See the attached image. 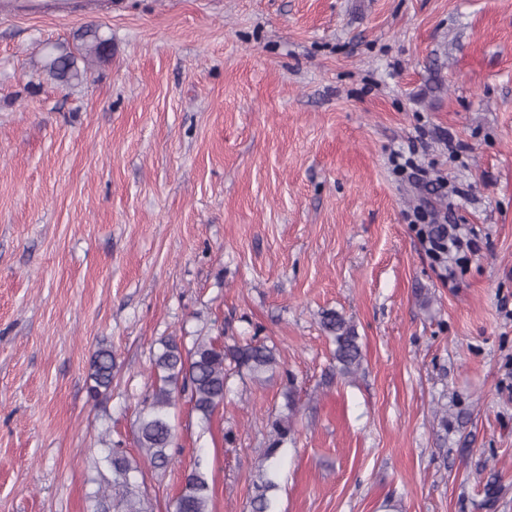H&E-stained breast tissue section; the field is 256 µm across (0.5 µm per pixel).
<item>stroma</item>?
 <instances>
[{
    "instance_id": "obj_1",
    "label": "stroma",
    "mask_w": 512,
    "mask_h": 512,
    "mask_svg": "<svg viewBox=\"0 0 512 512\" xmlns=\"http://www.w3.org/2000/svg\"><path fill=\"white\" fill-rule=\"evenodd\" d=\"M73 3L0 17V512L120 497L101 443L138 455L169 335L264 338L280 370L231 374L206 426L178 400L174 463L138 478L151 512L197 462L211 512H251L289 383L278 512H512V0ZM88 28L105 59L48 79ZM421 209L471 233L454 282ZM322 328L335 344L334 358L341 375L353 376L360 370L363 354L354 326L337 311L327 310L321 315ZM113 368L114 358L112 350L106 347H99L92 354L89 363V380L92 383L88 390L92 399H99L110 391Z\"/></svg>"
}]
</instances>
